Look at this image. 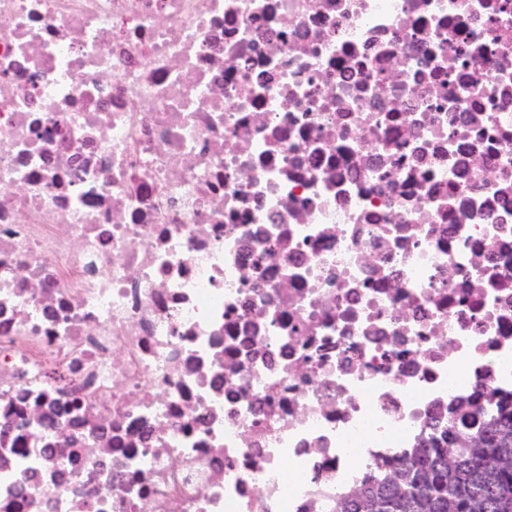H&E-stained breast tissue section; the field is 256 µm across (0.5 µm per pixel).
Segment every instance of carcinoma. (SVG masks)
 I'll list each match as a JSON object with an SVG mask.
<instances>
[{
  "label": "carcinoma",
  "mask_w": 512,
  "mask_h": 512,
  "mask_svg": "<svg viewBox=\"0 0 512 512\" xmlns=\"http://www.w3.org/2000/svg\"><path fill=\"white\" fill-rule=\"evenodd\" d=\"M337 512H512V399L435 429L368 473Z\"/></svg>",
  "instance_id": "cac0c4a2"
}]
</instances>
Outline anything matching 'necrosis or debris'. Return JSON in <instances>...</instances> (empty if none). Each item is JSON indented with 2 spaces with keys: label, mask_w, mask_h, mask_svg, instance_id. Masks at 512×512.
Returning <instances> with one entry per match:
<instances>
[{
  "label": "necrosis or debris",
  "mask_w": 512,
  "mask_h": 512,
  "mask_svg": "<svg viewBox=\"0 0 512 512\" xmlns=\"http://www.w3.org/2000/svg\"><path fill=\"white\" fill-rule=\"evenodd\" d=\"M512 396V0H0V512H336Z\"/></svg>",
  "instance_id": "necrosis-or-debris-1"
}]
</instances>
